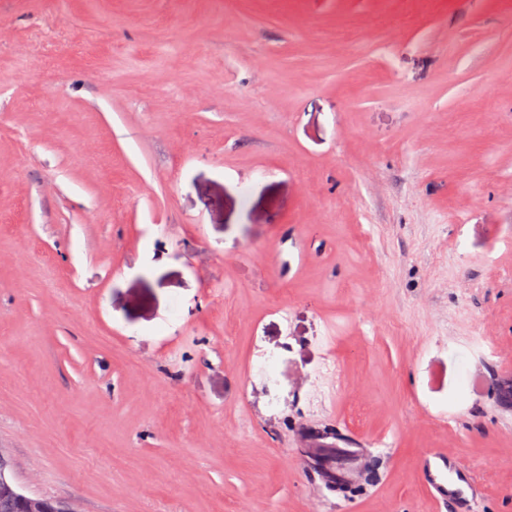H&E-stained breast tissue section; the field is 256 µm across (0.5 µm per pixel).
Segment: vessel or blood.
I'll list each match as a JSON object with an SVG mask.
<instances>
[{
    "label": "vessel or blood",
    "mask_w": 512,
    "mask_h": 512,
    "mask_svg": "<svg viewBox=\"0 0 512 512\" xmlns=\"http://www.w3.org/2000/svg\"><path fill=\"white\" fill-rule=\"evenodd\" d=\"M422 478L442 503L459 507L461 512H476L482 488L470 472L459 468L454 457L426 454Z\"/></svg>",
    "instance_id": "1"
}]
</instances>
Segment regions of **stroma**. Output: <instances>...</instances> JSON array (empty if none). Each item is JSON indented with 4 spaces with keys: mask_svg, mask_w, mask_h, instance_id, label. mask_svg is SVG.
<instances>
[{
    "mask_svg": "<svg viewBox=\"0 0 512 512\" xmlns=\"http://www.w3.org/2000/svg\"><path fill=\"white\" fill-rule=\"evenodd\" d=\"M512 0H0V453L82 512H512ZM422 478L442 503L459 506L463 512L477 510L482 487L470 472L459 468L454 457L427 453L423 457Z\"/></svg>",
    "mask_w": 512,
    "mask_h": 512,
    "instance_id": "stroma-1",
    "label": "stroma"
}]
</instances>
